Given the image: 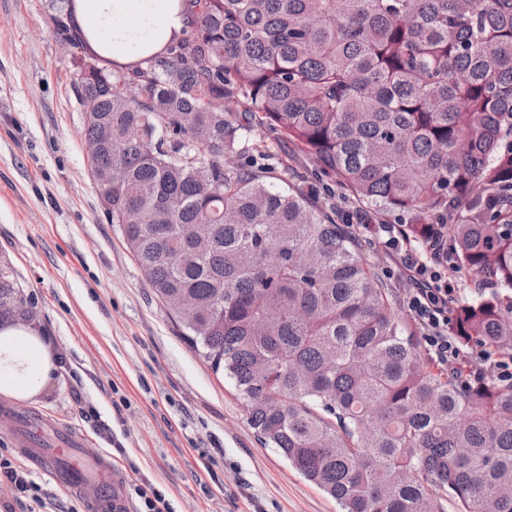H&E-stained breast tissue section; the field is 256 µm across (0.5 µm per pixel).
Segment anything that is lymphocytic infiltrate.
<instances>
[{"label":"lymphocytic infiltrate","mask_w":512,"mask_h":512,"mask_svg":"<svg viewBox=\"0 0 512 512\" xmlns=\"http://www.w3.org/2000/svg\"><path fill=\"white\" fill-rule=\"evenodd\" d=\"M376 232L383 239L386 260L402 271L410 286L409 307L423 329L422 338L434 365L467 371L477 362L499 379H512V358L465 345L449 330L458 290L452 280L447 238L435 232L417 247L399 225L381 224Z\"/></svg>","instance_id":"lymphocytic-infiltrate-1"}]
</instances>
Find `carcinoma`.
Listing matches in <instances>:
<instances>
[{
	"instance_id": "carcinoma-1",
	"label": "carcinoma",
	"mask_w": 512,
	"mask_h": 512,
	"mask_svg": "<svg viewBox=\"0 0 512 512\" xmlns=\"http://www.w3.org/2000/svg\"><path fill=\"white\" fill-rule=\"evenodd\" d=\"M45 2L101 209L260 443L340 512H512V382L430 367L334 209L252 157L277 133L410 239L444 233L497 287L453 334L512 357V0H184L135 69ZM30 317L1 259L0 323Z\"/></svg>"
}]
</instances>
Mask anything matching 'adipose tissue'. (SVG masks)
Wrapping results in <instances>:
<instances>
[{
  "instance_id": "obj_1",
  "label": "adipose tissue",
  "mask_w": 512,
  "mask_h": 512,
  "mask_svg": "<svg viewBox=\"0 0 512 512\" xmlns=\"http://www.w3.org/2000/svg\"><path fill=\"white\" fill-rule=\"evenodd\" d=\"M72 15L96 53L126 67L163 55L184 26L182 0H73ZM59 370L60 352L36 322L0 325V397L38 402Z\"/></svg>"
}]
</instances>
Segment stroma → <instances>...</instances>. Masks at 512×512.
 Segmentation results:
<instances>
[{"mask_svg": "<svg viewBox=\"0 0 512 512\" xmlns=\"http://www.w3.org/2000/svg\"><path fill=\"white\" fill-rule=\"evenodd\" d=\"M72 65L44 0H0V257L63 356L59 382L35 404L0 398V448L40 488L37 512H89L83 494L19 452L15 419L49 422L119 458L113 491L138 512L149 482L173 512H338L276 449L261 445L223 371L183 340L108 223L85 153ZM351 226L410 328L409 290L383 243Z\"/></svg>", "mask_w": 512, "mask_h": 512, "instance_id": "obj_1", "label": "stroma"}]
</instances>
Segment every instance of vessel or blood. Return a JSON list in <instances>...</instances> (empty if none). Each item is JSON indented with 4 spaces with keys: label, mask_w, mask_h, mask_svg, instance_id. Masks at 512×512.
<instances>
[{
    "label": "vessel or blood",
    "mask_w": 512,
    "mask_h": 512,
    "mask_svg": "<svg viewBox=\"0 0 512 512\" xmlns=\"http://www.w3.org/2000/svg\"><path fill=\"white\" fill-rule=\"evenodd\" d=\"M27 453L43 461L64 462L66 482L83 490L102 512H114L117 502L112 496V480L116 467L96 449L86 447L81 438H69L51 450L34 446L28 448Z\"/></svg>",
    "instance_id": "vessel-or-blood-1"
}]
</instances>
